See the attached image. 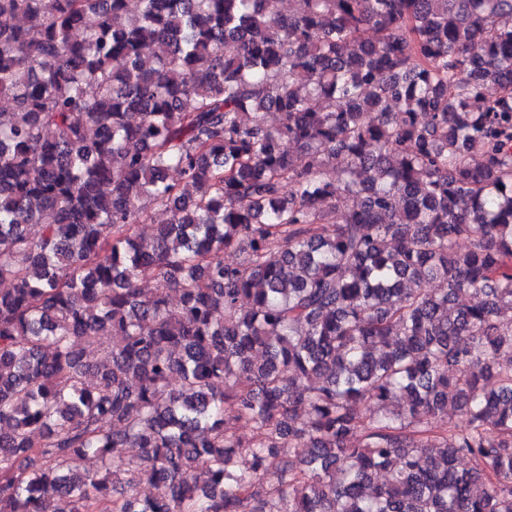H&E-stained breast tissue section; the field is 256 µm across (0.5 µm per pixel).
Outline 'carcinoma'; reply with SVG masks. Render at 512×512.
I'll list each match as a JSON object with an SVG mask.
<instances>
[{
    "label": "carcinoma",
    "mask_w": 512,
    "mask_h": 512,
    "mask_svg": "<svg viewBox=\"0 0 512 512\" xmlns=\"http://www.w3.org/2000/svg\"><path fill=\"white\" fill-rule=\"evenodd\" d=\"M0 98V512H512V0H0Z\"/></svg>",
    "instance_id": "1"
}]
</instances>
